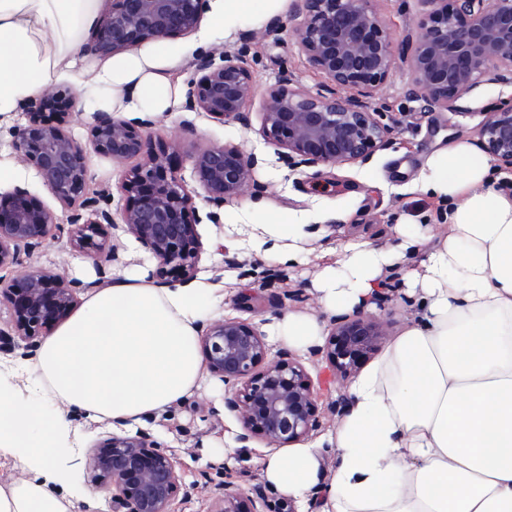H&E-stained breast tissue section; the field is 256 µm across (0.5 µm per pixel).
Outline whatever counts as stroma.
I'll return each mask as SVG.
<instances>
[{"label": "stroma", "instance_id": "obj_1", "mask_svg": "<svg viewBox=\"0 0 512 512\" xmlns=\"http://www.w3.org/2000/svg\"><path fill=\"white\" fill-rule=\"evenodd\" d=\"M372 6L388 30L394 52V68L389 79L370 99L372 110L382 113L389 127L388 143L365 164L317 165L292 170L279 159L275 146L262 134V112L281 77L311 93H328L332 82L310 62L302 48L295 26L294 9L280 13V23L269 22L244 27L232 38L197 44L202 52H221L247 46L246 65L252 73L255 92L247 102L248 125L221 121L205 115H187L178 111L154 115L153 141L175 139L180 143L181 174L195 198L200 213L209 210L206 193L193 177V156L206 147L234 142L246 152L263 156L265 165L255 178L265 184L260 198L243 196L231 202L239 213L238 226L203 221L198 231L205 251L199 261L200 273L224 291L226 316L252 320L265 325L289 312L321 314L313 287L315 263L289 266L276 255L237 250L236 242L247 240L249 225L274 223L282 214L310 217L318 245L334 248L354 241L378 248L392 245L400 224H428L435 235L448 231V221L440 217V203L423 193L416 180L433 151L461 138L475 139L476 127L484 111L512 98V86L485 84L464 101L467 113L453 109L426 110L421 102L407 94L412 75L409 67L411 46L418 35V24L429 12L427 0H373ZM250 42H242V35ZM191 126H183V119ZM22 185L38 197L56 215L58 225L51 228L46 242L29 255L22 266L0 269V279L16 277L24 267H50L67 279L84 284L98 280L100 273L116 277L142 267L155 271L156 263L127 234H120L122 245L118 262L98 269L93 258L75 250L68 239L67 215L60 204L42 186L31 168H24ZM402 270L391 273L390 291L376 306L374 314L386 324L388 337L397 336L418 310L417 298L406 292ZM296 357L318 383L317 403L321 429L329 431L336 422L328 405L338 396L329 372L320 357L294 350ZM29 359L20 353H0V373L10 375L7 396L27 401L55 415L58 402L48 395L36 375L30 374ZM227 393L224 384L207 378L192 396L169 408L161 417H147L142 426L172 453L178 464L182 490L172 499L169 512H213V479L227 475L233 488L245 495L261 483V462L268 453L257 440L247 446L237 444L242 431L240 421L224 410ZM71 432L67 448L57 464L68 474L58 493L70 503V512H111L110 500L100 491L88 468L93 446L113 429L108 424L85 422L78 412L67 413ZM235 444V451L222 461L210 458V450L223 444Z\"/></svg>", "mask_w": 512, "mask_h": 512}]
</instances>
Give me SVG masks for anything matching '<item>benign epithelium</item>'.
Instances as JSON below:
<instances>
[{"label":"benign epithelium","instance_id":"benign-epithelium-1","mask_svg":"<svg viewBox=\"0 0 512 512\" xmlns=\"http://www.w3.org/2000/svg\"><path fill=\"white\" fill-rule=\"evenodd\" d=\"M371 0H297L296 33L313 65L335 85L330 95L294 87L286 76L263 112L265 140L281 151L288 167L364 164L388 143L383 113L371 112L366 99L393 68L392 42ZM432 10L419 24L411 47L412 83L408 96L429 111L464 109L461 102L482 81L512 84V0H429ZM206 0H112L86 45L105 57L146 43L196 31ZM244 48L205 53L188 62L192 77L184 108L246 126L245 106L254 82L242 60ZM78 93L48 89L25 107L27 122L15 128L12 147L32 167L43 186L69 212L67 234L77 249L115 259L114 230L120 228L157 261L160 284H186L197 274L203 251L201 223L193 196L174 164L179 143L151 145L152 122L97 112L91 126L94 152L123 167L120 189L132 202L117 212L100 206L105 195L89 194L86 145L68 125ZM480 149L499 165L512 168V101L484 113L477 128ZM257 155L237 144L213 145L194 157L193 170L216 207L263 192L254 172ZM55 223L54 213L24 188L0 193V267L17 263L21 253L42 245ZM13 311L15 337H0V349L29 347L43 333L65 322L77 306L73 282L52 269L24 272L10 284L0 281V303ZM383 322L361 312L338 318L324 348L336 381L346 385L380 345ZM205 367L235 388L225 408L242 424L238 440L259 439L281 448L306 440L319 415L313 385L291 354L269 357L264 334L251 322L224 319L202 334ZM89 468L110 494L112 512H169L179 488L175 457L150 436L111 435L94 447ZM246 506L224 483V500L214 512H259L262 488Z\"/></svg>","mask_w":512,"mask_h":512}]
</instances>
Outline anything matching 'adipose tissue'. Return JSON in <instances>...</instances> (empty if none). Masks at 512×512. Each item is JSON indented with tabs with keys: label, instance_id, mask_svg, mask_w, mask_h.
<instances>
[{
	"label": "adipose tissue",
	"instance_id": "ef3b65f1",
	"mask_svg": "<svg viewBox=\"0 0 512 512\" xmlns=\"http://www.w3.org/2000/svg\"><path fill=\"white\" fill-rule=\"evenodd\" d=\"M104 0H0V120L58 81L86 112H173L169 70L186 51L166 42L100 58L81 53ZM288 0H209L200 41L224 38L285 10ZM422 192L448 202L447 235L401 224L386 248L341 246L313 286L324 313L369 310L387 274L425 248L406 283L419 310L349 388L350 409L315 442L266 457L262 478L307 512H512V190L467 139L429 157ZM251 245L283 262L315 246L295 215L261 225ZM221 296L207 281L161 288L147 273L116 277L49 336L33 372L66 409L123 427L160 415L204 383L198 339ZM273 342L317 344V317L287 313L267 326ZM65 416L0 397V456L20 455L33 479L0 487V512H69L54 485ZM338 465L326 474L323 448Z\"/></svg>",
	"mask_w": 512,
	"mask_h": 512
}]
</instances>
